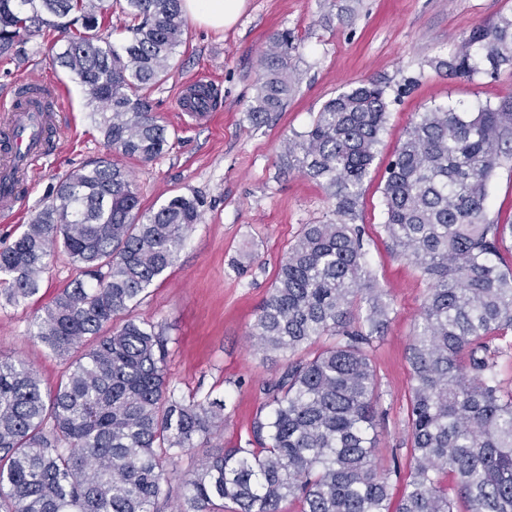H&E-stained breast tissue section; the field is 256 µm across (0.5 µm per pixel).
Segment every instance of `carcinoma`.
<instances>
[{"mask_svg":"<svg viewBox=\"0 0 512 512\" xmlns=\"http://www.w3.org/2000/svg\"><path fill=\"white\" fill-rule=\"evenodd\" d=\"M113 0H0V59L23 38L55 34L53 61L84 89L104 144L150 162L170 146L146 91L183 44L182 0H123L125 37L111 41ZM289 31L273 34L249 116L260 126L288 103L296 75ZM512 65V15L470 31L435 67L472 78ZM214 108L206 85L187 100ZM387 86L362 83L328 100L309 129L288 140V167L335 199L333 219L306 224L279 264L248 336L288 358L263 387L251 422L254 448H226L181 478L169 468L225 420L226 403L185 401L166 380V343L130 317L174 265L199 223L203 200L176 195L144 211L129 172L105 158L60 181L44 206L0 248V290L19 306L39 293L61 247L79 277L58 293L30 335L60 358L84 346L64 382L44 398L22 358L0 357V512H512V387L498 359L512 351V224L487 218L489 185L512 158V99L472 112L435 106L417 115L388 162L383 231L391 255L429 281L406 348L405 427L410 461L377 460L386 412L370 350L395 313L355 223L364 180L387 119ZM328 344L299 353L320 339ZM452 477L447 481L446 477Z\"/></svg>","mask_w":512,"mask_h":512,"instance_id":"obj_1","label":"carcinoma"}]
</instances>
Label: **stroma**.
<instances>
[{"mask_svg":"<svg viewBox=\"0 0 512 512\" xmlns=\"http://www.w3.org/2000/svg\"><path fill=\"white\" fill-rule=\"evenodd\" d=\"M503 14H512V0H338L332 7L323 0H247L237 22L225 30L188 19L184 43L166 77L149 91L153 111L170 133V148L149 163L121 161L142 208L179 194L204 200L202 219L174 266L131 312L166 337L167 378L179 397H210L227 405L223 428L182 456L171 472L172 494L180 492L182 473L206 455L247 445L263 386L287 366L282 356L252 347L249 327L302 225L329 221L334 201L319 182L287 167L284 144L308 130L328 99L371 79L386 84L389 107L356 222L366 229L371 268L396 308L374 353L386 412L377 457L389 464L402 448L410 384L405 353L428 282L387 249L381 206L385 169L418 113L448 104L474 109L512 97V66L467 79L430 64L447 57L474 27ZM282 30L296 39L288 64L299 82L283 111L256 127L248 110L261 76L258 59L270 37ZM49 47V41L31 38L18 45L14 59L0 62V97L35 78L59 87L51 154L39 170L24 176L18 215L0 217V248L15 239L58 181L107 154L81 86L53 66ZM199 83L216 89L219 107L194 120L181 111L180 99ZM487 217L512 223V162L497 171ZM77 275L68 257L55 252L37 296L17 307L0 306V355L26 360L48 389L64 379L80 352L72 350L67 360L55 356L31 337V323Z\"/></svg>","mask_w":512,"mask_h":512,"instance_id":"stroma-1","label":"stroma"}]
</instances>
